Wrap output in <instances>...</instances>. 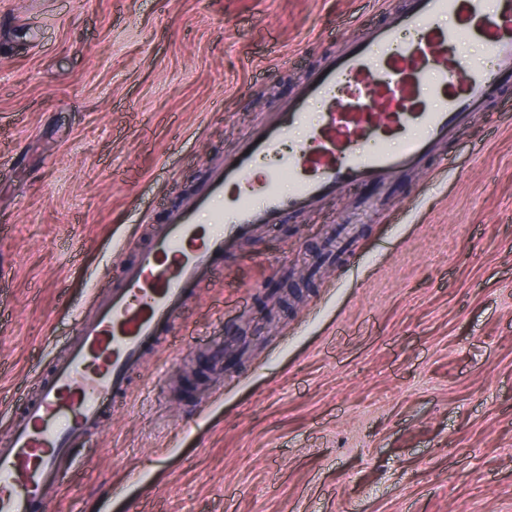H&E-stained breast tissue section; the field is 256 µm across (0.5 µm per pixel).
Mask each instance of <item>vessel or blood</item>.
Returning a JSON list of instances; mask_svg holds the SVG:
<instances>
[{
  "mask_svg": "<svg viewBox=\"0 0 512 512\" xmlns=\"http://www.w3.org/2000/svg\"><path fill=\"white\" fill-rule=\"evenodd\" d=\"M455 17L458 31L440 27ZM490 61L464 66L459 35ZM512 97V0H407L313 71L196 196L138 248L95 317L78 320L65 357L21 396L0 447V512H46L63 464L130 389L204 279L256 231L297 217L344 187L367 197L452 142L495 100ZM404 135L397 150L386 147Z\"/></svg>",
  "mask_w": 512,
  "mask_h": 512,
  "instance_id": "obj_1",
  "label": "vessel or blood"
}]
</instances>
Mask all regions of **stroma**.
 <instances>
[{"instance_id":"1","label":"stroma","mask_w":512,"mask_h":512,"mask_svg":"<svg viewBox=\"0 0 512 512\" xmlns=\"http://www.w3.org/2000/svg\"><path fill=\"white\" fill-rule=\"evenodd\" d=\"M404 0H0V441L121 258ZM242 241L48 512H512V110ZM237 357L215 381L208 352Z\"/></svg>"}]
</instances>
